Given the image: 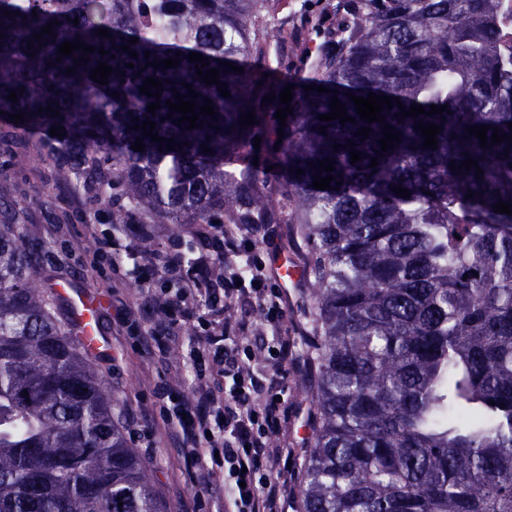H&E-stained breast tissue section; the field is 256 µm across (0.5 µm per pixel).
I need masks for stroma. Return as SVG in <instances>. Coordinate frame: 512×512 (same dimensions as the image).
Instances as JSON below:
<instances>
[{"label": "stroma", "mask_w": 512, "mask_h": 512, "mask_svg": "<svg viewBox=\"0 0 512 512\" xmlns=\"http://www.w3.org/2000/svg\"><path fill=\"white\" fill-rule=\"evenodd\" d=\"M41 134L16 135L0 122V198L15 202L28 243L42 260L43 283H69L97 298L99 328L103 349L90 355L104 390L118 399L115 410L131 447L136 448L150 473L158 500L165 512H221L224 480L213 478L203 495H195L198 477L189 472L175 441L160 418L157 390L172 384L192 394L196 380L192 353L200 342L201 331L194 314H187L180 335L167 355L148 351L139 343L149 323L137 322L128 313L143 291L135 280L114 286L109 266L94 268L97 239H119L115 257L122 269L146 265L155 245L179 235L184 247L198 245L197 225L176 231L168 224H154L149 237H142L133 224H99L94 211L76 187L56 180L48 165L18 166L17 154L30 152L41 141ZM301 355L288 358V376L283 382L288 422L278 439L282 447L302 448L308 433L307 404L298 384Z\"/></svg>", "instance_id": "35a3bbf8"}]
</instances>
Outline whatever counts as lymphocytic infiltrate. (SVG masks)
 I'll return each mask as SVG.
<instances>
[{
    "label": "lymphocytic infiltrate",
    "instance_id": "1",
    "mask_svg": "<svg viewBox=\"0 0 512 512\" xmlns=\"http://www.w3.org/2000/svg\"><path fill=\"white\" fill-rule=\"evenodd\" d=\"M258 228L244 224L227 229L209 225L201 238L205 249L195 270L181 273L179 285L167 296L168 320L151 328L148 339L159 352L175 341L190 304L205 301L211 313L225 308L256 306L266 314L273 333L267 350L287 363L291 342L282 334L283 294L272 284L273 271L255 253ZM228 271L224 279L208 277L210 257ZM249 328L237 322L223 332H206L193 352L197 387L193 396L163 386L162 421L173 434L186 466L199 474L196 494H203L207 477L223 473L224 512H286V473L297 458L295 449L274 448L270 437L286 421L284 400L273 390V377L255 366V345Z\"/></svg>",
    "mask_w": 512,
    "mask_h": 512
}]
</instances>
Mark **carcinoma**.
Instances as JSON below:
<instances>
[{
    "mask_svg": "<svg viewBox=\"0 0 512 512\" xmlns=\"http://www.w3.org/2000/svg\"><path fill=\"white\" fill-rule=\"evenodd\" d=\"M280 7L0 0V119L25 114L7 122L20 133L64 127L37 155L105 206L112 224L149 215L158 224L296 225L301 311L316 324L300 338L311 431L298 472L301 512H512V215L493 208L512 205V146L483 148L466 131L489 125V138L495 128L512 136L501 0H338L302 33L283 35L308 73L283 128L275 113L285 84L264 76ZM52 20L55 36L34 40ZM77 39L108 54L96 50L81 65L73 62L81 49L58 57L59 45ZM177 52L175 68L150 65ZM192 52L220 71L231 97L197 75ZM242 57L254 67L222 65ZM100 61L112 67L106 85L90 79ZM148 77L162 82L161 97L140 93ZM184 82L199 93L195 104H214L212 117L195 110L203 126L192 130L173 124L178 112L167 118L166 100H190ZM310 84L328 92L303 89ZM349 92L399 98L382 115L400 141L380 158L384 126L361 120ZM335 97L355 122L318 119ZM414 104L451 113L401 118L399 106ZM247 112L257 123L243 128ZM135 117L184 147L143 136L131 128ZM420 121L441 127L437 149L423 148ZM367 126L368 138L355 135ZM138 138L142 153L132 149ZM352 141L361 153L354 164ZM468 157L478 166H459ZM328 158L335 170L321 176L335 181L317 190L309 164ZM279 176L285 183L276 185ZM40 270L17 213L0 200V512H162L114 420L118 401L57 322Z\"/></svg>",
    "mask_w": 512,
    "mask_h": 512,
    "instance_id": "1",
    "label": "carcinoma"
}]
</instances>
